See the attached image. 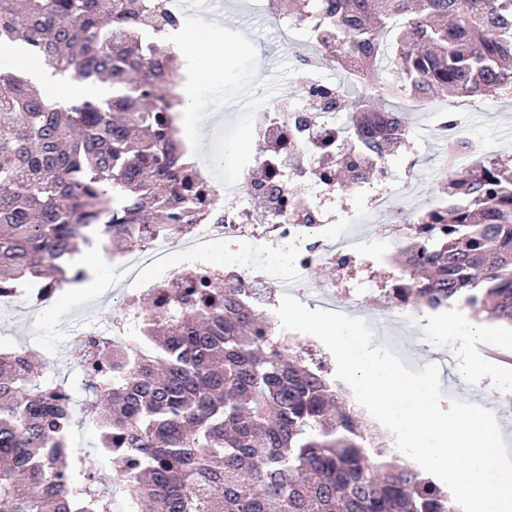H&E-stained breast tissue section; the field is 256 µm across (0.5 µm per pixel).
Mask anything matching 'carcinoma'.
<instances>
[{
    "label": "carcinoma",
    "mask_w": 512,
    "mask_h": 512,
    "mask_svg": "<svg viewBox=\"0 0 512 512\" xmlns=\"http://www.w3.org/2000/svg\"><path fill=\"white\" fill-rule=\"evenodd\" d=\"M274 0L290 23L321 22L315 56L350 83L309 88L315 112H340L358 143L325 154L329 177L362 188L391 144H408L393 97L419 101L512 94V0ZM158 0H0V52L22 46L52 73L110 89L49 104L17 68L0 69V287L60 288L85 278L70 267L85 233L104 225L121 254L141 224H196V162L166 113L183 106L178 56L159 58L148 37ZM389 64L387 79L368 73ZM266 166L251 179L258 218L278 199L287 154L262 140ZM302 224L322 215L291 208ZM425 231L399 248L406 283L393 307L431 310L464 299L472 314L512 326V161L475 160L445 173L436 202L415 220ZM161 307L136 298L135 338L157 354L129 365L127 345L99 338L86 387L100 447L121 460L111 489L151 512H458L432 478L370 448L346 391L322 364L269 335L238 289L206 272ZM43 362L26 373L0 352V512H108L83 481L70 447L76 421Z\"/></svg>",
    "instance_id": "obj_1"
}]
</instances>
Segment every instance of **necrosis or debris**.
<instances>
[{
    "mask_svg": "<svg viewBox=\"0 0 512 512\" xmlns=\"http://www.w3.org/2000/svg\"><path fill=\"white\" fill-rule=\"evenodd\" d=\"M288 104L279 99L266 98L249 108L248 120L254 138H264L270 128H277L288 149L298 152L303 163L299 169L280 173L283 192L302 185L303 205L327 213L335 191L328 177L317 166V155L324 150L345 154L353 137L349 131H337L338 117L333 112L311 113L304 129H297ZM199 184L204 189L205 202H212L218 194L234 200L225 208L219 220L203 224H180L169 233H152L145 240L122 254L108 256L115 273L134 282L136 290L154 291L168 286L182 276L199 269H214L226 273L265 314L273 328L281 323L275 313V296L280 288L295 284L308 293H319L320 288L309 279V271L318 264H334L341 258L353 262H367L374 254L360 236L337 230L335 239L320 232L319 225L295 224L289 221L285 209L276 207L265 220H257L249 206L251 187L245 172L235 173L224 182H214L208 163L197 165ZM183 242L181 254L171 256L169 244ZM248 240L255 244L260 256L249 264H240L235 255L238 244ZM223 246V261L211 259L214 246ZM147 267L165 268L166 274L156 282L141 283L139 274Z\"/></svg>",
    "mask_w": 512,
    "mask_h": 512,
    "instance_id": "obj_1",
    "label": "necrosis or debris"
}]
</instances>
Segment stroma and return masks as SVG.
Here are the masks:
<instances>
[{
  "label": "stroma",
  "instance_id": "35a3bbf8",
  "mask_svg": "<svg viewBox=\"0 0 512 512\" xmlns=\"http://www.w3.org/2000/svg\"><path fill=\"white\" fill-rule=\"evenodd\" d=\"M212 20L222 29L224 43L229 47L224 56V73L216 78L206 69L202 52L211 35L206 30H196L199 53L192 56L183 83L184 88L190 89L194 105L181 115L179 136L192 143L200 130H207L209 147L195 150L194 155L201 161L222 159V170L228 173L260 152L256 146L232 155L227 152L231 144L252 137L244 118L245 109L238 104L241 95H251L255 100L263 96L285 98L298 103L306 72L299 62L281 54L277 46L279 35L262 19L258 0H213ZM203 98L229 104L231 110L221 114L214 108L201 107L199 101ZM435 106L432 112L412 106L407 109L415 147L399 149L389 157V165L406 196L399 214L375 210L363 223L355 225V232L365 236L370 247L387 246L385 225L412 223L417 214L435 203L438 179L447 170H460L468 164L467 159L451 154L447 142L437 133L442 114L448 109L447 101L436 100ZM458 111L465 118L461 134L473 142L479 154L512 157V97H471L460 103ZM394 272L393 265L382 260L347 268L318 265L310 276L335 289L341 303L353 306L361 319L367 320L374 331V345L388 344L396 336L409 339L411 346L402 355L404 363L414 370L428 364L438 366L446 399H454L456 388L461 385L467 401L490 409L497 421L512 419V330L496 328L487 337L488 348L483 351L476 343L463 342L453 328L439 336L430 334V310H421L412 321L398 322L397 309L386 304L383 297V289L390 284ZM101 276L107 286L97 293L88 295L67 285L60 290L62 303L58 308H24L7 315L5 327L0 330V348L31 350L35 357L46 361L49 377L67 387L80 388L81 373L67 360L68 353L79 348L80 339L66 335L58 324L66 320L70 309L84 306L104 326L121 318L123 288L111 268H102ZM471 363L484 366V373L468 371Z\"/></svg>",
  "mask_w": 512,
  "mask_h": 512
}]
</instances>
